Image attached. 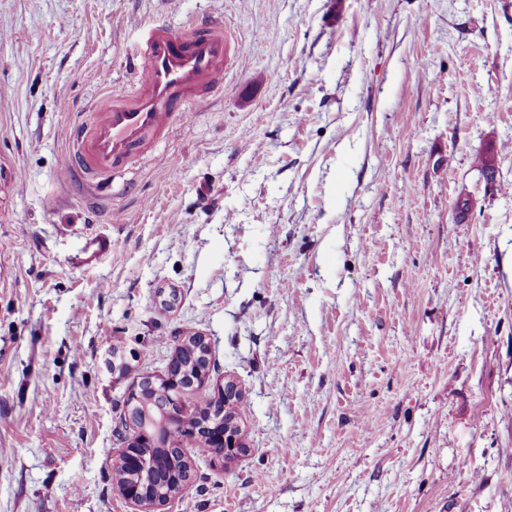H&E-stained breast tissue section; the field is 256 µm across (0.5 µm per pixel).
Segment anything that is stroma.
<instances>
[{
  "mask_svg": "<svg viewBox=\"0 0 512 512\" xmlns=\"http://www.w3.org/2000/svg\"><path fill=\"white\" fill-rule=\"evenodd\" d=\"M190 18L232 94L64 178L132 23ZM195 333L249 451L169 512H512V0H0V512H130L126 393ZM82 253L87 263L102 260L112 253V238L105 234H95L85 238Z\"/></svg>",
  "mask_w": 512,
  "mask_h": 512,
  "instance_id": "1",
  "label": "stroma"
}]
</instances>
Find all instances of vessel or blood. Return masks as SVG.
I'll use <instances>...</instances> for the list:
<instances>
[{"mask_svg": "<svg viewBox=\"0 0 512 512\" xmlns=\"http://www.w3.org/2000/svg\"><path fill=\"white\" fill-rule=\"evenodd\" d=\"M230 52L220 21H191L177 29L163 23L143 26L139 46L125 59L129 87L101 93L91 119L74 124L64 170L76 166L93 184H107L149 152L173 124L187 122L197 95L224 93ZM111 252L108 235L84 240L85 262Z\"/></svg>", "mask_w": 512, "mask_h": 512, "instance_id": "obj_1", "label": "vessel or blood"}]
</instances>
